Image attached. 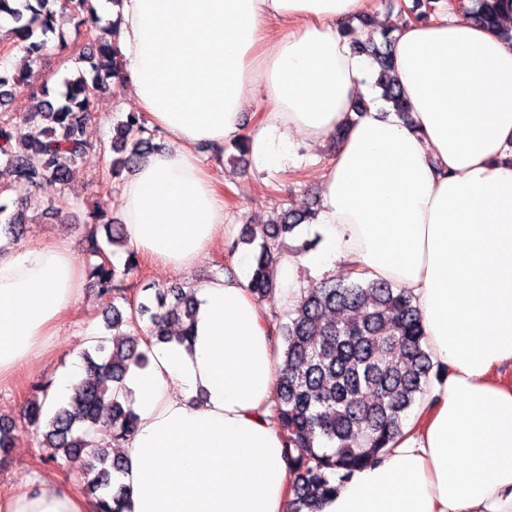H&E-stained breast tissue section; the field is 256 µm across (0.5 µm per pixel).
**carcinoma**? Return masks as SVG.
Listing matches in <instances>:
<instances>
[{
  "instance_id": "carcinoma-1",
  "label": "carcinoma",
  "mask_w": 512,
  "mask_h": 512,
  "mask_svg": "<svg viewBox=\"0 0 512 512\" xmlns=\"http://www.w3.org/2000/svg\"><path fill=\"white\" fill-rule=\"evenodd\" d=\"M2 12L19 23L13 44L27 60L20 68L0 67V160L10 182L26 190L12 213L0 205V230L15 241L25 233L27 211L43 205L37 191L47 183L66 185L70 165L95 149L85 125L95 95L109 86L118 88L110 85L119 68L111 31L117 23L100 26L92 0H0ZM60 13L74 22L76 33L88 35L91 47L65 38L57 22ZM506 14L512 15V0H472L467 8L472 21L488 28L498 27ZM343 33L357 53L379 65L377 84L384 99L400 118L407 117L409 108L391 76V31L380 32L378 41L372 33L361 39L349 25ZM52 41L77 67L65 79V91L53 95L43 88L30 112L20 93L30 86L31 64ZM156 132L140 112L118 119L111 144L115 157L101 184L140 162L153 148ZM306 218L285 209L258 231L243 228L240 243L261 236L249 282L257 300L275 291L274 262ZM102 220L98 209L88 214L84 247L91 261L85 274L103 300L105 328L112 334L95 338L93 349L82 351L85 378L65 404L46 413L50 385H39L22 419L45 423L38 448L50 458L67 463L85 459L91 477L82 492L92 499L93 512H122V488L117 486L122 462L110 457L108 448L133 432L137 416L112 396V384L122 382L131 364L146 365L152 346L190 343L198 300L190 287L155 288L151 295L134 289L129 276L139 265L136 254L127 252L121 270L109 258L114 248L126 245L124 225ZM272 321L283 342L276 389L280 431L291 460L289 512H319L322 500L355 471L380 460L440 370L428 352L419 308L387 280H369L357 272L342 282L321 281L303 289L300 302L273 314Z\"/></svg>"
}]
</instances>
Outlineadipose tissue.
Listing matches in <instances>:
<instances>
[{
    "label": "adipose tissue",
    "instance_id": "ef3b65f1",
    "mask_svg": "<svg viewBox=\"0 0 512 512\" xmlns=\"http://www.w3.org/2000/svg\"><path fill=\"white\" fill-rule=\"evenodd\" d=\"M368 0H121L122 87L163 131L122 184L129 248L169 269L204 258L224 230V196L198 145L246 140L256 171L306 164L300 147L343 130L322 174L314 249L279 258L289 304L299 267L359 264L405 288L435 362L422 405L378 463L320 512H512V39L447 14L393 32L404 123L380 98L371 61L343 25ZM266 108L244 114L256 92ZM363 112H355L360 100ZM237 276L203 283L191 345H154L119 393L137 427L121 445L124 512H288L290 462L271 407L277 358ZM86 285L71 243L0 256V379L44 354ZM0 512H89L47 484Z\"/></svg>",
    "mask_w": 512,
    "mask_h": 512
}]
</instances>
